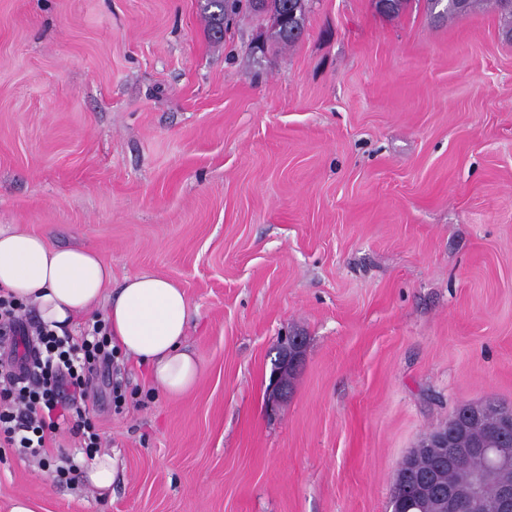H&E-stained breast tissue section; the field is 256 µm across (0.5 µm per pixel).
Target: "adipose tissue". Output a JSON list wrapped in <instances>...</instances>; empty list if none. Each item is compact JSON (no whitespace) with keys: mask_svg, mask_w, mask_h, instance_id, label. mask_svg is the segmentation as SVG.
Here are the masks:
<instances>
[{"mask_svg":"<svg viewBox=\"0 0 512 512\" xmlns=\"http://www.w3.org/2000/svg\"><path fill=\"white\" fill-rule=\"evenodd\" d=\"M112 269L90 248H59L46 236L15 224L0 225V291L36 309L49 328L103 309L113 338L148 364L161 393L177 398L192 390L200 363L186 346L188 300L168 279L126 278L109 293Z\"/></svg>","mask_w":512,"mask_h":512,"instance_id":"adipose-tissue-1","label":"adipose tissue"}]
</instances>
